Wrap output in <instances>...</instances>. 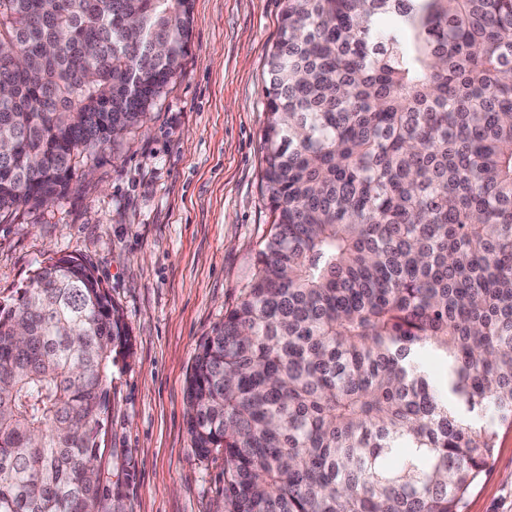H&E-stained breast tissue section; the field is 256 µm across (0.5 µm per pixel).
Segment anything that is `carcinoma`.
Returning <instances> with one entry per match:
<instances>
[{
  "mask_svg": "<svg viewBox=\"0 0 512 512\" xmlns=\"http://www.w3.org/2000/svg\"><path fill=\"white\" fill-rule=\"evenodd\" d=\"M191 0H0V215L73 192ZM254 279L186 386L224 512H460L512 426V0H286ZM119 309L73 256L0 302V512H99Z\"/></svg>",
  "mask_w": 512,
  "mask_h": 512,
  "instance_id": "obj_1",
  "label": "carcinoma"
}]
</instances>
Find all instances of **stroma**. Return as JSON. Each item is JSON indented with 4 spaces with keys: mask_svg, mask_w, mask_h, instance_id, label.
<instances>
[{
    "mask_svg": "<svg viewBox=\"0 0 512 512\" xmlns=\"http://www.w3.org/2000/svg\"><path fill=\"white\" fill-rule=\"evenodd\" d=\"M285 0H194L189 53L146 123L68 199L0 217V301L51 257L81 259L132 337L96 468L108 512H222L224 456L195 455L185 387L200 341L249 287L271 229L262 195L268 55ZM462 512H512V428Z\"/></svg>",
    "mask_w": 512,
    "mask_h": 512,
    "instance_id": "1",
    "label": "stroma"
}]
</instances>
